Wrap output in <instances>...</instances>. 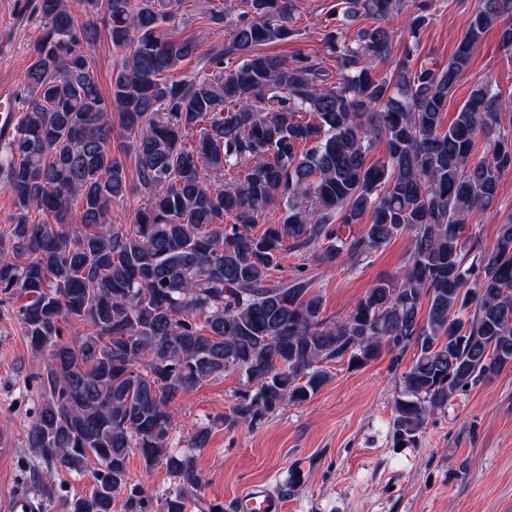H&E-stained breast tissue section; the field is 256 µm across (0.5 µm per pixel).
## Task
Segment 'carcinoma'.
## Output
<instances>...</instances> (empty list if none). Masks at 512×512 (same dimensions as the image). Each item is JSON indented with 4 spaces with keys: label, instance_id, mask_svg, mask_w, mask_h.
Returning <instances> with one entry per match:
<instances>
[{
    "label": "carcinoma",
    "instance_id": "obj_1",
    "mask_svg": "<svg viewBox=\"0 0 512 512\" xmlns=\"http://www.w3.org/2000/svg\"><path fill=\"white\" fill-rule=\"evenodd\" d=\"M70 2L37 0L43 33L24 79L25 116L0 156V189L19 210L0 236V293L27 297L18 320L30 346L49 353L28 448L49 476L93 478L63 512H112L133 451L177 481L161 512H184L201 479L192 455L168 448L170 405L229 370L257 387L224 424L252 427L316 394L327 363L358 368L413 347L393 403L394 444L409 447L465 386L512 365V221L475 265L464 261L478 244L463 238L512 172V93L475 87L443 128L484 36L497 30L512 52V0H478L447 65L415 67L407 52L393 83L371 76L392 41L380 24L342 47L328 37L334 72L258 52L291 36L292 0H244L250 20L181 81L169 73L198 44L164 35L161 22L182 0H77L104 13L123 52L107 98L89 55L97 24L77 23ZM403 2L339 6L350 26ZM427 8L421 0L408 21L411 37ZM481 135L493 139L475 160ZM379 141L385 155L373 161ZM131 190L144 198L134 223H112V202ZM281 201L283 221L253 233ZM31 207L55 223H28ZM366 218L362 234H343ZM405 232L401 269L336 321L323 317L307 275L273 278L290 247L317 248L321 264L343 255L357 264ZM67 317L92 331L62 342Z\"/></svg>",
    "mask_w": 512,
    "mask_h": 512
}]
</instances>
